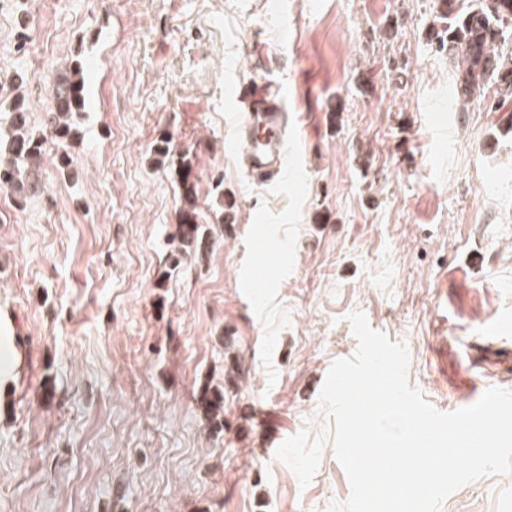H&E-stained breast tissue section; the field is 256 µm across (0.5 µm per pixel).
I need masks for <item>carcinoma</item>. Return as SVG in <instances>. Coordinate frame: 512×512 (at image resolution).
<instances>
[{
	"label": "carcinoma",
	"instance_id": "1",
	"mask_svg": "<svg viewBox=\"0 0 512 512\" xmlns=\"http://www.w3.org/2000/svg\"><path fill=\"white\" fill-rule=\"evenodd\" d=\"M431 27V37L448 54L454 68L453 98L463 108L472 99L486 95L488 83L496 86L490 110L502 111L512 102V49L505 34L512 27V0H438ZM50 109L43 125L33 119L31 103L25 98L6 104L7 129L0 128V186L10 190L22 202L42 190L41 168L49 140L57 142V167L70 164L69 148L80 138L77 118L87 109V84L82 63L49 81ZM168 139H161L155 151L169 161L181 190V222L177 235L181 255L201 250L207 241L205 225L198 223L197 194L191 180L193 164L186 153L171 158ZM200 407L210 421L224 425V395L207 390Z\"/></svg>",
	"mask_w": 512,
	"mask_h": 512
}]
</instances>
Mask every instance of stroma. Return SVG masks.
Instances as JSON below:
<instances>
[{
    "mask_svg": "<svg viewBox=\"0 0 512 512\" xmlns=\"http://www.w3.org/2000/svg\"><path fill=\"white\" fill-rule=\"evenodd\" d=\"M436 0H0V101L79 53L88 87L67 169L0 188V318L22 365L0 402V512H330L350 486L325 445L307 487L275 457L329 423L318 395L363 311L405 343L436 409L512 388V124L484 98L426 119L453 69ZM288 90L289 183L256 186L230 97ZM189 152L202 251L171 264L178 188L154 148ZM274 225L288 263L253 243ZM261 296L239 283L253 268ZM224 393V425L197 403ZM441 512H512V476Z\"/></svg>",
    "mask_w": 512,
    "mask_h": 512,
    "instance_id": "stroma-1",
    "label": "stroma"
}]
</instances>
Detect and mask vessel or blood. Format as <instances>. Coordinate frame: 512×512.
<instances>
[{
	"mask_svg": "<svg viewBox=\"0 0 512 512\" xmlns=\"http://www.w3.org/2000/svg\"><path fill=\"white\" fill-rule=\"evenodd\" d=\"M238 139L247 148L241 166L252 182L274 184L288 176L289 99L276 84L260 83L249 93V107L238 115Z\"/></svg>",
	"mask_w": 512,
	"mask_h": 512,
	"instance_id": "1",
	"label": "vessel or blood"
}]
</instances>
